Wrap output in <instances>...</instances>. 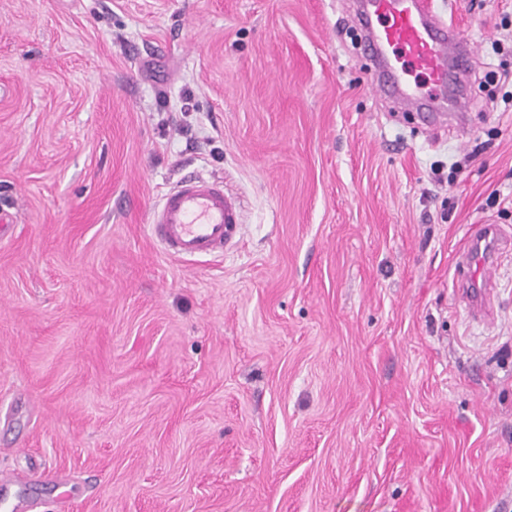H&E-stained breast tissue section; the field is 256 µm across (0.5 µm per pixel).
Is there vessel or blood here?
<instances>
[{"instance_id": "vessel-or-blood-1", "label": "vessel or blood", "mask_w": 512, "mask_h": 512, "mask_svg": "<svg viewBox=\"0 0 512 512\" xmlns=\"http://www.w3.org/2000/svg\"><path fill=\"white\" fill-rule=\"evenodd\" d=\"M362 25L377 94L397 95L402 106L421 115L465 111L458 85L473 45L454 23L437 16L434 0H367ZM241 224V206L223 183L194 174L163 195L148 230L167 254L192 258L223 253ZM503 242L497 225H479L457 263L473 306L485 305L482 275L496 267Z\"/></svg>"}]
</instances>
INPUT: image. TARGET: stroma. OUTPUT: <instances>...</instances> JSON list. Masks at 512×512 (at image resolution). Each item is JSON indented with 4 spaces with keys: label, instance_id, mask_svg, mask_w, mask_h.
Wrapping results in <instances>:
<instances>
[{
    "label": "stroma",
    "instance_id": "35a3bbf8",
    "mask_svg": "<svg viewBox=\"0 0 512 512\" xmlns=\"http://www.w3.org/2000/svg\"><path fill=\"white\" fill-rule=\"evenodd\" d=\"M434 7L467 139L371 90L356 0H0V499L512 512V83H477L512 0ZM191 174L241 204L223 255L148 233ZM475 224L511 242L484 319ZM504 238L495 224H481L470 236L469 244L463 250L457 263L461 273L463 293L473 306L485 307V286L481 274L497 267L500 252L504 249ZM480 284V285H479Z\"/></svg>",
    "mask_w": 512,
    "mask_h": 512
}]
</instances>
